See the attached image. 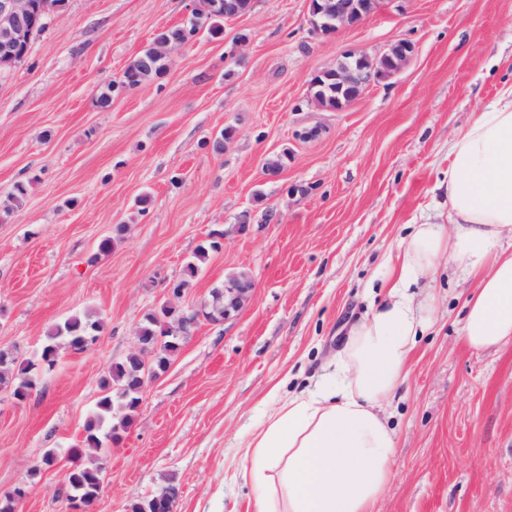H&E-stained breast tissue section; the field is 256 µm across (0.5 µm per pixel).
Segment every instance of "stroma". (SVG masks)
I'll list each match as a JSON object with an SVG mask.
<instances>
[{"instance_id": "obj_1", "label": "stroma", "mask_w": 512, "mask_h": 512, "mask_svg": "<svg viewBox=\"0 0 512 512\" xmlns=\"http://www.w3.org/2000/svg\"><path fill=\"white\" fill-rule=\"evenodd\" d=\"M189 4L68 0L25 62L0 74V207L28 185L0 222V348L34 362L55 324L88 312L105 321L25 400L0 388V492L27 485L21 512H66L100 379L215 230L222 248L181 305L239 273L251 298L201 322L148 384L107 446L92 512H131L169 476L175 512H253L239 437L277 383L320 373L383 299L405 225L446 223L433 187L448 146L512 84V0H382L331 37L312 34L309 0H251L219 37L200 33L168 53L159 77L101 106L108 83ZM399 40L415 53L398 75L339 112L311 101L312 75L343 52L380 54ZM475 285L451 269L436 286L437 320L390 408L397 442L378 512H512V342L466 346L462 304Z\"/></svg>"}]
</instances>
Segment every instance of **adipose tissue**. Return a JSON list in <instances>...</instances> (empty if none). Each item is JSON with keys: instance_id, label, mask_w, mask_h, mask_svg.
<instances>
[{"instance_id": "ef3b65f1", "label": "adipose tissue", "mask_w": 512, "mask_h": 512, "mask_svg": "<svg viewBox=\"0 0 512 512\" xmlns=\"http://www.w3.org/2000/svg\"><path fill=\"white\" fill-rule=\"evenodd\" d=\"M446 224H410L385 299L355 323L328 378L273 403L243 457L254 512H373L392 478L396 432L388 409L416 336L433 323L446 266L475 277L461 334L484 352L512 341V85L448 149L437 184Z\"/></svg>"}]
</instances>
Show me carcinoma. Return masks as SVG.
I'll list each match as a JSON object with an SVG mask.
<instances>
[{
    "mask_svg": "<svg viewBox=\"0 0 512 512\" xmlns=\"http://www.w3.org/2000/svg\"><path fill=\"white\" fill-rule=\"evenodd\" d=\"M194 16L201 22L200 28L192 23H183L161 30L157 37L170 41L187 43L197 35V30L217 35L221 31L219 21L224 19V0H195ZM138 64L125 71L121 79L110 83V90L123 91L138 88L157 77L165 68L164 57L149 47L137 56ZM311 100L323 108L337 106L336 95L326 89L315 87L311 90ZM218 250V242L209 241L194 253V260L188 262L176 281L177 288L189 287L209 252ZM205 318L216 321L224 317V289L215 288L211 300L205 303ZM105 329V322L99 316L87 314L73 316L58 323L48 334V342L40 355L44 369H53L58 362V351L62 346L74 353L87 350L90 343L98 339ZM191 333L184 325L181 312L166 304L146 314L140 327L139 336L152 354L150 364H145L136 356H127L111 364L107 375L101 381L104 395L97 402L96 410L86 426L85 447L101 449L104 443L120 438L127 430L133 413L138 409L141 397V377L144 371L155 373L166 368L170 357L181 347L182 340ZM34 363H20L13 352L0 349V385L13 387V396L26 399L35 387L36 366ZM102 461L95 464L74 466L68 473L69 496L90 504L98 498L102 484Z\"/></svg>",
    "mask_w": 512,
    "mask_h": 512,
    "instance_id": "carcinoma-1",
    "label": "carcinoma"
}]
</instances>
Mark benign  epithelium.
Instances as JSON below:
<instances>
[{
    "label": "benign epithelium",
    "instance_id": "1",
    "mask_svg": "<svg viewBox=\"0 0 512 512\" xmlns=\"http://www.w3.org/2000/svg\"><path fill=\"white\" fill-rule=\"evenodd\" d=\"M380 0H309L312 31L330 37L343 29L359 26ZM64 4L57 0H0V72L8 71L25 60L26 46L32 33L45 26ZM414 52L411 42L400 40L381 55L347 51L336 67L324 69L312 77L309 87L326 84L338 94L363 91L398 73ZM253 282L239 274L224 282V318L237 313L249 299Z\"/></svg>",
    "mask_w": 512,
    "mask_h": 512
}]
</instances>
